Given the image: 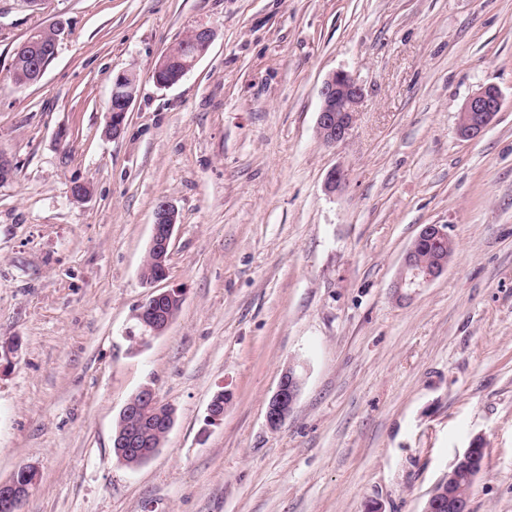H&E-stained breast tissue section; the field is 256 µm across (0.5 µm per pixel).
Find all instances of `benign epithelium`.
<instances>
[{
    "instance_id": "obj_1",
    "label": "benign epithelium",
    "mask_w": 512,
    "mask_h": 512,
    "mask_svg": "<svg viewBox=\"0 0 512 512\" xmlns=\"http://www.w3.org/2000/svg\"><path fill=\"white\" fill-rule=\"evenodd\" d=\"M363 97L362 84L346 71H336L324 79L320 89L317 118V130L322 142L337 144L347 137L356 120ZM132 103L131 97L121 99L118 107L108 110V128L112 129V137L115 138L122 133ZM502 105V97L489 93L487 86L474 92L461 107V112L467 114L468 120L465 125L458 127L459 134L466 138L481 135L501 111ZM176 222L177 215L173 206L165 200L159 201L153 213L148 247L155 264V273L149 279L151 284L168 276L170 246ZM448 238L446 225L427 224L421 229L406 250L394 283V293L399 300H412L422 288L444 273L451 259V254L439 250L432 264L419 265L414 257L416 245L420 242L438 244ZM175 300L183 302V295L177 290H166L150 295L137 314L142 324L139 345H147L151 339L162 335L168 329L173 321V317L168 313V306ZM302 384V374L295 367L290 366L282 372L277 388L266 407V425L270 430L280 429L288 420L297 403ZM138 394L140 400L136 403H125L120 416L130 418L138 428L142 426L139 413L145 408L150 409L163 421L165 432H170L175 421V409L163 402L150 386L141 387ZM113 444L121 460L132 468L149 461L159 451L157 447L148 451L140 448L137 435L131 433L129 429L116 435ZM483 452L484 448L479 442L466 448L462 456L457 458L453 469L448 472V478L442 485L436 487L429 497L425 512H469V502L462 501L456 496L455 484L458 474L462 471L468 473L469 478L476 479L483 468ZM33 471V466L24 464L10 480L0 482V512H20L23 501L31 492V485L27 484L24 478Z\"/></svg>"
}]
</instances>
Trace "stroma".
Segmentation results:
<instances>
[{
    "mask_svg": "<svg viewBox=\"0 0 512 512\" xmlns=\"http://www.w3.org/2000/svg\"><path fill=\"white\" fill-rule=\"evenodd\" d=\"M58 22L42 78L15 85L16 48ZM199 24L208 52L158 86ZM339 70L364 98L328 145L319 91ZM122 72L138 89L112 138ZM488 84L501 112L460 137ZM0 152L18 168L0 184V481L35 467L23 512H424L476 440L471 512H512V0H0ZM162 200L177 223L150 285ZM426 224L455 252L402 302ZM170 289L180 312L137 346L141 305ZM291 364L304 382L272 431ZM145 385L176 421L129 470L112 430ZM189 39V35H184L176 43L170 46L158 61L157 65L160 63V66L164 69L163 73H165L167 77H177L180 80L182 78L186 62L191 59L187 62L186 71L192 70L199 59L203 57V54H197L194 52V55L191 58L190 54L192 53V46ZM302 384V374L294 366H288L282 372L266 407V425L270 430L280 429L288 420L297 403Z\"/></svg>",
    "mask_w": 512,
    "mask_h": 512,
    "instance_id": "stroma-1",
    "label": "stroma"
}]
</instances>
